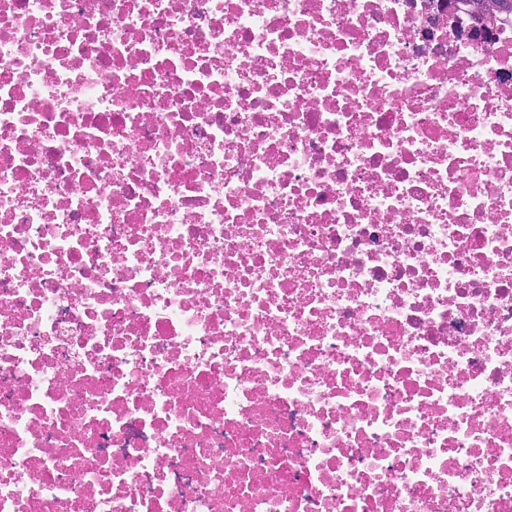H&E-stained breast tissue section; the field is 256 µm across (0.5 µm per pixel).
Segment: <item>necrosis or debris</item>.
<instances>
[{"label": "necrosis or debris", "mask_w": 512, "mask_h": 512, "mask_svg": "<svg viewBox=\"0 0 512 512\" xmlns=\"http://www.w3.org/2000/svg\"><path fill=\"white\" fill-rule=\"evenodd\" d=\"M0 512H512V17L0 0Z\"/></svg>", "instance_id": "1"}]
</instances>
